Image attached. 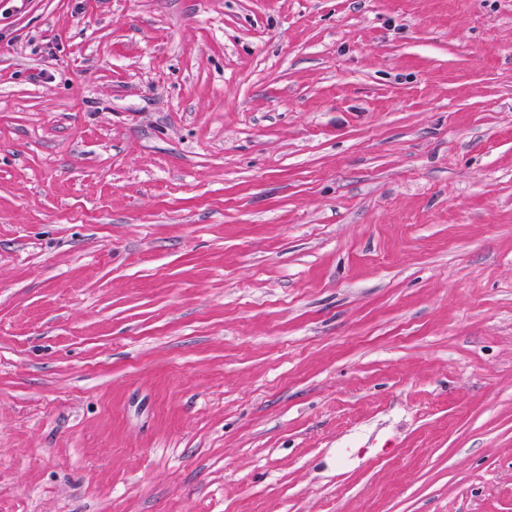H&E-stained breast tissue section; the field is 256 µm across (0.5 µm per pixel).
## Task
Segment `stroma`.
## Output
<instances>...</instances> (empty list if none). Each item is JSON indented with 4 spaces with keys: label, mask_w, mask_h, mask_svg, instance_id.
<instances>
[{
    "label": "stroma",
    "mask_w": 512,
    "mask_h": 512,
    "mask_svg": "<svg viewBox=\"0 0 512 512\" xmlns=\"http://www.w3.org/2000/svg\"><path fill=\"white\" fill-rule=\"evenodd\" d=\"M0 512H512V0H0Z\"/></svg>",
    "instance_id": "1"
}]
</instances>
